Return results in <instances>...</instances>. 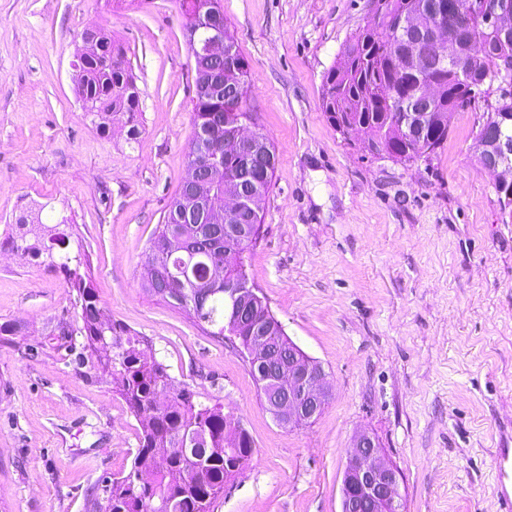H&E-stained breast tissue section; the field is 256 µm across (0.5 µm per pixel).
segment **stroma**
<instances>
[{
    "label": "stroma",
    "mask_w": 512,
    "mask_h": 512,
    "mask_svg": "<svg viewBox=\"0 0 512 512\" xmlns=\"http://www.w3.org/2000/svg\"><path fill=\"white\" fill-rule=\"evenodd\" d=\"M248 64L247 107L277 164L251 281L330 384L322 414L277 425L239 349L148 294V241L192 147L193 58L177 0H0V512H105L140 425L94 368L61 267L79 257L105 314L173 383L221 404L255 452L212 512H340L347 454L375 438L405 512H500L512 448V217L473 149L480 110L407 165L340 135L323 77L374 0H221ZM107 30L139 95L140 135L100 133L72 67ZM61 239L22 253L21 217ZM494 465L497 494L504 509L502 512H511L512 493H509L507 483L512 481V448H495Z\"/></svg>",
    "instance_id": "35a3bbf8"
}]
</instances>
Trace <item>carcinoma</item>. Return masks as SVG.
<instances>
[{"mask_svg":"<svg viewBox=\"0 0 512 512\" xmlns=\"http://www.w3.org/2000/svg\"><path fill=\"white\" fill-rule=\"evenodd\" d=\"M430 0H376L381 11L379 22L360 29L344 45L339 59L324 75L322 110L340 133L356 126L368 140H384L393 145L388 157L400 162H415L423 154L407 143L406 127L394 122L387 106L395 53L401 49V34L396 22L412 15L423 16ZM110 60L96 54L82 57V85L76 89L86 111L98 118L97 129L106 133L115 121L135 124L139 99L134 79L112 43V36L100 30ZM468 45L461 67H437V58L425 47L418 57L422 81L433 80L440 88L426 117V147L435 152L448 138V113L465 107H481L483 115L492 112L490 94L500 86L512 85V35L487 28L476 17L459 34ZM224 58L201 55L194 58V72L206 74L224 68L233 73L247 70L230 34H225ZM482 80L487 89L470 82ZM235 94L232 85L224 86L220 97H192L193 137L206 128L213 141L222 144L224 129L211 127L220 114L228 111L227 102ZM179 197L171 199L164 222L156 225L149 239L148 264L185 276L193 281L186 303H175L168 294L151 292L210 328L212 336H225L224 295L212 293L203 283L209 267L223 265L229 276L249 282L243 262L247 246L234 240L235 233L222 224L200 223L191 228L179 223ZM35 244L25 250L38 252L45 238L56 237L55 229L31 222ZM70 288L80 302L79 332L85 345L98 351L102 342L112 344L111 355H103L99 370L120 381V395L129 412L139 419V448L130 471L112 479L105 512H155L162 501L175 503L176 512H210L224 484L242 469L253 454L251 442L242 444L232 458L224 455L227 438L224 412L218 405L199 406L193 392L176 388L165 366L148 356L144 340L110 320L100 305L90 282L76 271L70 273Z\"/></svg>","mask_w":512,"mask_h":512,"instance_id":"1","label":"carcinoma"}]
</instances>
